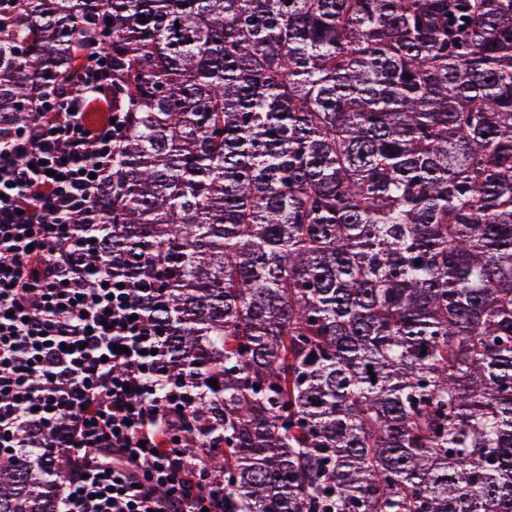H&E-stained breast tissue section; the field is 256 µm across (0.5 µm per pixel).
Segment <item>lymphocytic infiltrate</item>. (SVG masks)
Returning <instances> with one entry per match:
<instances>
[{
    "instance_id": "f902f5d3",
    "label": "lymphocytic infiltrate",
    "mask_w": 512,
    "mask_h": 512,
    "mask_svg": "<svg viewBox=\"0 0 512 512\" xmlns=\"http://www.w3.org/2000/svg\"><path fill=\"white\" fill-rule=\"evenodd\" d=\"M104 59L0 129V456L40 449L58 512H224L197 454L201 395L170 381L143 290L95 240L115 130L92 109Z\"/></svg>"
}]
</instances>
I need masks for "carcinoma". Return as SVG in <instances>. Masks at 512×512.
Wrapping results in <instances>:
<instances>
[{"label": "carcinoma", "mask_w": 512, "mask_h": 512, "mask_svg": "<svg viewBox=\"0 0 512 512\" xmlns=\"http://www.w3.org/2000/svg\"><path fill=\"white\" fill-rule=\"evenodd\" d=\"M82 44L225 512H512V0H0V127ZM55 480L0 456V512Z\"/></svg>", "instance_id": "carcinoma-1"}]
</instances>
